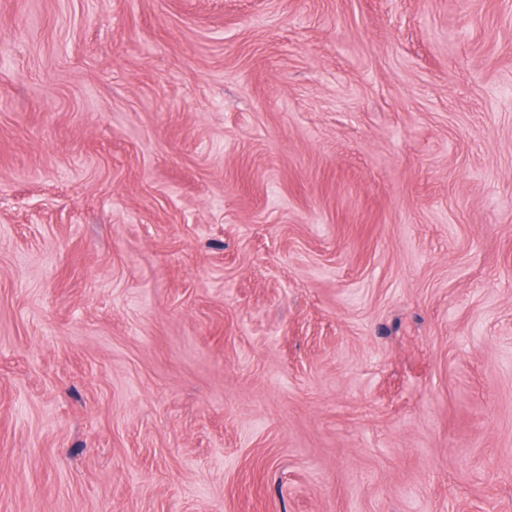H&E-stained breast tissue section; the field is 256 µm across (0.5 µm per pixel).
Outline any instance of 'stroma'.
Segmentation results:
<instances>
[{"label":"stroma","instance_id":"stroma-1","mask_svg":"<svg viewBox=\"0 0 512 512\" xmlns=\"http://www.w3.org/2000/svg\"><path fill=\"white\" fill-rule=\"evenodd\" d=\"M0 512H512V0H0Z\"/></svg>","mask_w":512,"mask_h":512}]
</instances>
